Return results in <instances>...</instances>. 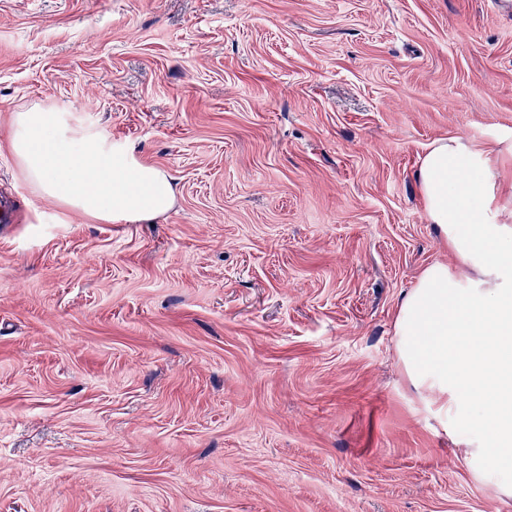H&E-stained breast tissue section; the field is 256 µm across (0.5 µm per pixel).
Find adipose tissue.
<instances>
[{
    "instance_id": "obj_1",
    "label": "adipose tissue",
    "mask_w": 512,
    "mask_h": 512,
    "mask_svg": "<svg viewBox=\"0 0 512 512\" xmlns=\"http://www.w3.org/2000/svg\"><path fill=\"white\" fill-rule=\"evenodd\" d=\"M24 178L64 210L109 224L166 212L160 170L54 105L13 113ZM449 261L423 268L394 321L398 360L423 404L452 425L476 481L512 497V180L467 139L437 140L415 174Z\"/></svg>"
}]
</instances>
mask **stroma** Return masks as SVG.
<instances>
[{"instance_id":"1","label":"stroma","mask_w":512,"mask_h":512,"mask_svg":"<svg viewBox=\"0 0 512 512\" xmlns=\"http://www.w3.org/2000/svg\"><path fill=\"white\" fill-rule=\"evenodd\" d=\"M53 104L165 172L101 224L7 144ZM512 139L486 0H0V512H512L399 363L414 174Z\"/></svg>"}]
</instances>
